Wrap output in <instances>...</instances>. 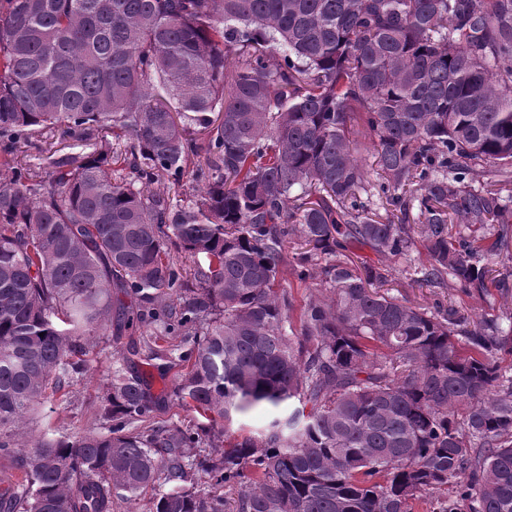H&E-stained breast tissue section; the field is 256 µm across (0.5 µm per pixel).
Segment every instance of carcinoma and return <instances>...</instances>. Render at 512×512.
Returning a JSON list of instances; mask_svg holds the SVG:
<instances>
[{"mask_svg":"<svg viewBox=\"0 0 512 512\" xmlns=\"http://www.w3.org/2000/svg\"><path fill=\"white\" fill-rule=\"evenodd\" d=\"M56 129L86 148L15 163ZM508 183L512 0H0V512H112L161 481L153 512H512V320L430 311L347 256L420 243L421 283L484 294L464 229L509 251ZM413 186L419 223L371 217ZM296 244L324 283L297 328ZM102 327L194 337L174 396L207 423L140 426L155 400L123 357L108 434L33 436Z\"/></svg>","mask_w":512,"mask_h":512,"instance_id":"carcinoma-1","label":"carcinoma"}]
</instances>
